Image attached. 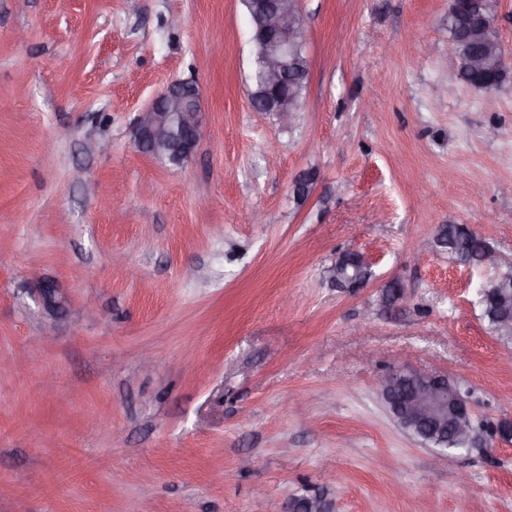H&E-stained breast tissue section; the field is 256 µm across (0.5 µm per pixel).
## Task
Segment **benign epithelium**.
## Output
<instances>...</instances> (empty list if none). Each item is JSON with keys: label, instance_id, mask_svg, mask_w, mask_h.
Masks as SVG:
<instances>
[{"label": "benign epithelium", "instance_id": "7a95c632", "mask_svg": "<svg viewBox=\"0 0 512 512\" xmlns=\"http://www.w3.org/2000/svg\"><path fill=\"white\" fill-rule=\"evenodd\" d=\"M252 23L251 43L255 60L263 66V81L253 85L248 98L257 112H273L289 121L298 108L297 87L309 70L302 17L298 0H245ZM456 42L472 49L469 64L481 68L488 58L492 21L483 14L469 16L454 29ZM202 92L193 81H174L160 91L138 114L134 129L137 147L154 158L175 166L185 165L195 153L202 134ZM369 260L357 254L351 266L341 257L331 269L340 286L355 288L367 281ZM495 310L503 320L512 317V287L504 284L495 296ZM380 393L397 424L416 428L424 445L443 457L448 449L440 444L448 436L474 442L478 429L469 401L448 376L400 365L381 379ZM335 502L323 490L294 497L288 512H334Z\"/></svg>", "mask_w": 512, "mask_h": 512}]
</instances>
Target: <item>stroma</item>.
I'll list each match as a JSON object with an SVG mask.
<instances>
[{
    "mask_svg": "<svg viewBox=\"0 0 512 512\" xmlns=\"http://www.w3.org/2000/svg\"><path fill=\"white\" fill-rule=\"evenodd\" d=\"M448 5L301 0L285 124L249 106L241 0H0V512H512V442L437 459L378 386L437 371L512 420L477 303L503 268L416 249L464 224L512 253V78L491 110L457 83ZM178 79L205 121L173 167L133 125ZM355 255L357 256L355 265L350 267L346 261V255H343L332 268L331 277L337 285L355 288L367 281L366 272L368 271L369 260L363 254L355 253ZM288 509L287 512H334L335 502L328 498L325 491L317 490L309 495L292 498Z\"/></svg>",
    "mask_w": 512,
    "mask_h": 512,
    "instance_id": "obj_1",
    "label": "stroma"
}]
</instances>
